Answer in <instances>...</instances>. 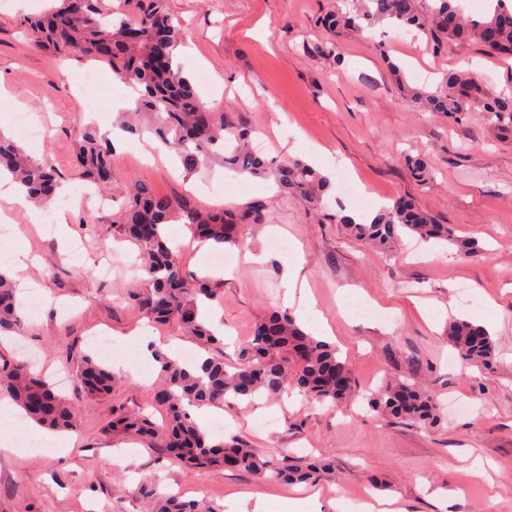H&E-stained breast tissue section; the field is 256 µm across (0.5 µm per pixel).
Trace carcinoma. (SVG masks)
<instances>
[{"instance_id":"carcinoma-1","label":"carcinoma","mask_w":512,"mask_h":512,"mask_svg":"<svg viewBox=\"0 0 512 512\" xmlns=\"http://www.w3.org/2000/svg\"><path fill=\"white\" fill-rule=\"evenodd\" d=\"M136 5L132 19L113 21L101 0H61L50 14L30 22V34L38 47L51 53L104 61L115 77L138 87L137 110L142 121L166 147L175 150L188 174L218 161L236 174L271 177L280 191L302 200L322 220L343 224L357 240L385 253L397 249L402 235L412 234L449 242L455 257L463 262L486 255L477 239L455 236L448 225L438 223L410 199L394 201L369 220L325 212L324 199L331 189L328 178L300 158L273 164L254 153L249 146L250 128L224 123V113L208 108L182 67L174 63L184 36L162 0H136ZM383 20L422 31L437 48L449 40L476 42L502 59L512 58V4L507 0H497L493 14L482 19L464 17L454 0H365L361 11L322 17L320 51L339 59L342 31ZM411 93L419 107L446 112L456 122L476 106L490 125L512 134V89L489 96L471 74L455 72L445 75L432 91L413 89ZM112 156V142L88 133L77 154L79 174L98 190H105L112 180ZM404 163L420 180L430 176L426 160L408 156ZM1 170L26 187L32 198L51 200L58 182L56 169L48 159L32 157L0 134ZM176 218L187 224L194 238L221 250L226 244L241 243L245 225L265 222L266 204L255 201L241 208L209 210L136 182L129 189L125 209L111 220L137 247L146 290H131L127 298L143 317L173 322L203 348H219L224 338L204 316L205 308L217 300L216 288L188 270L165 236V224ZM24 327L16 285L0 274V331L20 332ZM446 336L448 344L472 364L487 366L496 357L488 329L471 320L451 319ZM236 356V364L229 368L222 356L203 357L189 365L155 352L160 370L154 399L165 406L167 423L158 428L144 414L119 406L113 409L110 429L148 437L173 460L202 475L232 469L286 484L330 476L328 457L300 465L284 456L274 463L261 458L243 438L210 436L188 408L260 396L274 399L292 390L308 402L340 405L356 393L350 363L335 345L316 339L293 317L276 310L254 324L251 336L238 345ZM75 376L79 392L86 395L106 394L117 382L114 371L89 355L76 358ZM1 393L41 425L71 431L81 425L74 399L55 392L44 377L31 373L23 363L0 367ZM368 406L380 415L420 425H431L439 417L435 395L406 377L383 384L368 399ZM140 494L150 501L151 512H215L172 494H160L152 485L141 488Z\"/></svg>"}]
</instances>
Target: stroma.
<instances>
[{"instance_id":"35a3bbf8","label":"stroma","mask_w":512,"mask_h":512,"mask_svg":"<svg viewBox=\"0 0 512 512\" xmlns=\"http://www.w3.org/2000/svg\"><path fill=\"white\" fill-rule=\"evenodd\" d=\"M341 0H164L184 31L180 61L202 102L229 124H247L254 148L268 161L291 157L329 172L334 186L349 180L355 198L334 189L333 212L374 213L399 197L413 198L458 236L491 249L490 257L458 261L444 242L405 239L385 255L350 236L343 225L318 223L295 197L275 195L267 179L231 176L213 164L184 176L176 155L153 149L144 158L136 136L118 125L122 90L101 61L51 55L26 34L46 0H0V133L34 157L49 155L74 192L85 191L75 155L88 128L113 135L111 206L60 203L65 223L44 228L14 213L0 230V272L16 273L44 297L37 317L19 334L0 335V364L38 354L49 368L70 371L69 358L93 353L92 333L112 338L111 363L126 365L124 383L104 397L78 400L81 427L71 446L54 434L12 427L0 409V512H145L136 488L158 482L161 492L207 500L217 512H238L245 497H304L305 486L257 482L238 471L208 476L173 463L150 441L107 429L113 404L141 409L162 423L155 403L156 361L144 345H191L175 324H148L127 299L139 288V271L128 264L137 250L109 222L125 202L130 184L187 196L208 206L240 207L264 199L266 220L247 227L243 249L259 262L234 257L218 275L213 309L224 327V361H235L239 341L270 309L301 318L314 303L331 343L351 364L359 398L347 408L308 404L300 397L270 403L227 401L221 408H192L194 419L224 413L226 435L248 438L271 460L301 463L331 457L334 479L319 481L317 512H336L337 500L365 492L397 499L407 512H512V136L499 134L479 110L462 122L421 112L400 93L389 73L398 63L409 82L435 86L445 73L468 70L490 92L512 88V60L475 44L433 49L415 30L383 22L344 31L341 58L322 54L318 23ZM96 72L111 108L88 115L83 77ZM28 113L49 126V141L26 138L12 116ZM421 155L433 168L418 181L403 162ZM299 243L303 268L289 281L272 238ZM361 301L373 314H351ZM485 324L497 359L485 370L464 362L449 346L450 318ZM406 375L427 385L443 406L433 428L369 412L364 396L385 379Z\"/></svg>"}]
</instances>
